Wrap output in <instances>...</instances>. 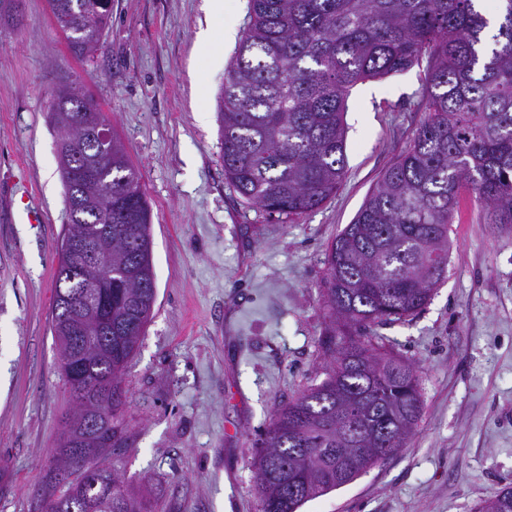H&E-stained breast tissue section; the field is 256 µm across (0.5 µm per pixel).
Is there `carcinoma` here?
I'll return each mask as SVG.
<instances>
[{"instance_id": "cac0c4a2", "label": "carcinoma", "mask_w": 512, "mask_h": 512, "mask_svg": "<svg viewBox=\"0 0 512 512\" xmlns=\"http://www.w3.org/2000/svg\"><path fill=\"white\" fill-rule=\"evenodd\" d=\"M249 0V22L218 100L220 160L242 203L282 222L319 208L346 174L344 113L351 89L427 62L425 118L412 143L368 192L352 222L326 251L323 303L330 319L321 344L329 371L288 402L258 439L255 481L259 512H298L305 503L352 482L406 444L421 415L415 365L359 339L378 324L421 312L448 269L449 226L463 197L486 210L497 230L512 226V0ZM56 28L77 57L94 53L112 21L99 0H48ZM498 22L493 43L484 37ZM75 97L104 117L79 87L62 83L51 117L57 146L94 160L91 184L78 187L58 160L68 224L64 236H94L112 268V352L87 340L83 379H70L73 406L83 391L112 382V416L103 433L121 445L116 419L121 378L156 302L150 209L141 175L118 136L99 146L63 128L57 100ZM58 262L52 329L60 336L65 297L81 288ZM362 437L377 434L380 455H341L359 448L346 438L352 417ZM76 475L79 494L63 483ZM512 504V488L474 512ZM38 508L44 512H145L117 470L74 458L61 440Z\"/></svg>"}]
</instances>
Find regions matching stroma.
<instances>
[{"label":"stroma","instance_id":"obj_1","mask_svg":"<svg viewBox=\"0 0 512 512\" xmlns=\"http://www.w3.org/2000/svg\"><path fill=\"white\" fill-rule=\"evenodd\" d=\"M248 0H112L98 50L69 52L46 0L0 27V512H34L72 398L51 329L67 224L50 106L60 81L107 115L150 206L156 303L122 375L127 490L153 512H258L256 441L326 377L320 340L328 244L412 141L423 70L348 98L345 177L297 223L246 207L219 160L217 99ZM211 31L213 54L198 32ZM29 193L22 206L21 193ZM448 273L426 307L379 324L412 362L422 412L404 448L301 512H471L512 487V231L463 200Z\"/></svg>","mask_w":512,"mask_h":512}]
</instances>
